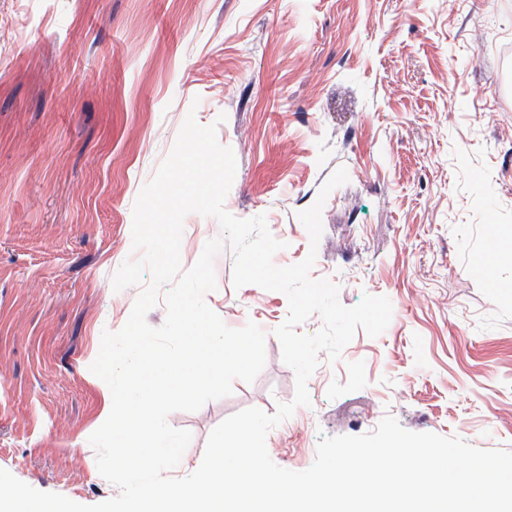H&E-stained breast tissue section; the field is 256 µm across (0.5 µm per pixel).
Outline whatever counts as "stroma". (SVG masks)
Segmentation results:
<instances>
[{"mask_svg": "<svg viewBox=\"0 0 512 512\" xmlns=\"http://www.w3.org/2000/svg\"><path fill=\"white\" fill-rule=\"evenodd\" d=\"M191 113L234 153L226 211L285 242L277 266L313 249L343 305L392 304L379 337L320 356L272 460L306 470L320 435L387 415L512 450V0H0V469L85 505L118 495L89 443L90 366L141 292L112 279L141 256L134 203ZM341 167L311 246L298 214ZM222 235L188 214L182 267ZM233 264L223 247L205 301L263 330L265 366L169 415L192 435L176 478L224 419L295 394L274 334L288 300L234 288Z\"/></svg>", "mask_w": 512, "mask_h": 512, "instance_id": "stroma-1", "label": "stroma"}]
</instances>
